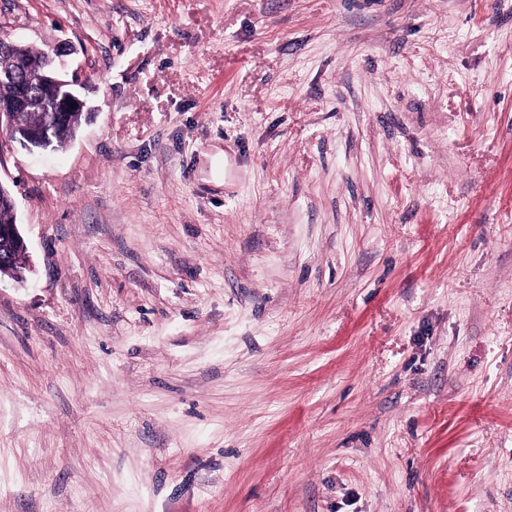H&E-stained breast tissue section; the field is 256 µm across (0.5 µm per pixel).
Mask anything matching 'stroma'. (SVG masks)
<instances>
[{
	"mask_svg": "<svg viewBox=\"0 0 512 512\" xmlns=\"http://www.w3.org/2000/svg\"><path fill=\"white\" fill-rule=\"evenodd\" d=\"M92 110L0 154V512H512V0H0ZM12 215V223L10 219ZM7 224L5 228L0 227V268L20 258L28 256L26 242L21 235L15 215V205L11 214V194L0 195V225Z\"/></svg>",
	"mask_w": 512,
	"mask_h": 512,
	"instance_id": "1",
	"label": "stroma"
}]
</instances>
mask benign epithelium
Returning a JSON list of instances; mask_svg holds the SVG:
<instances>
[{
    "instance_id": "obj_1",
    "label": "benign epithelium",
    "mask_w": 512,
    "mask_h": 512,
    "mask_svg": "<svg viewBox=\"0 0 512 512\" xmlns=\"http://www.w3.org/2000/svg\"><path fill=\"white\" fill-rule=\"evenodd\" d=\"M59 57L56 49H50L38 56H20L13 69L4 76L5 82L14 88L12 94L0 96V155L11 143L18 142L29 150L52 147V139L58 125L75 111L89 112L86 101L74 88L75 81L67 80L55 63ZM31 72L41 74L39 96H33L27 83ZM38 109L46 114L45 124L39 137H28L25 125L26 113ZM28 256L26 242L21 235L17 221L0 228V268L7 267L12 261Z\"/></svg>"
}]
</instances>
